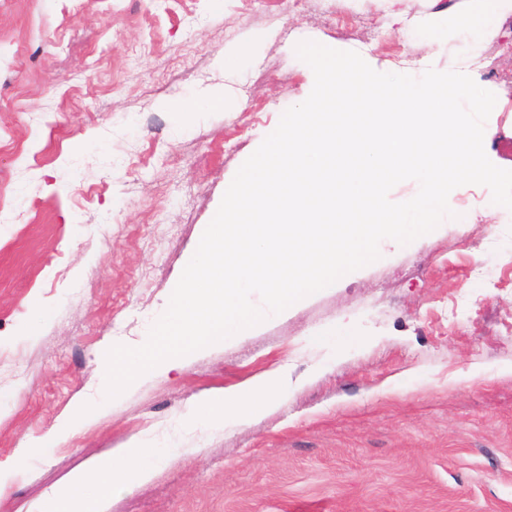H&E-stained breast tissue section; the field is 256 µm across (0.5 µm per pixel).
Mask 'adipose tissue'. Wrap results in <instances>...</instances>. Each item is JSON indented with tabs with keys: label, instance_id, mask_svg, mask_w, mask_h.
I'll return each mask as SVG.
<instances>
[{
	"label": "adipose tissue",
	"instance_id": "1",
	"mask_svg": "<svg viewBox=\"0 0 512 512\" xmlns=\"http://www.w3.org/2000/svg\"><path fill=\"white\" fill-rule=\"evenodd\" d=\"M468 18L472 25L492 27L512 17V0H454L446 14L431 15L421 23V41L437 43L444 39L449 24ZM288 391V378L271 373L232 394H216L201 402L183 419L186 426L223 428L226 422L242 423L262 413ZM172 451L135 442L121 453L105 456L92 465L75 470L68 480L47 496L41 512H105L107 495L114 488H133L149 480Z\"/></svg>",
	"mask_w": 512,
	"mask_h": 512
}]
</instances>
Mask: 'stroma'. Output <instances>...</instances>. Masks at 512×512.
Instances as JSON below:
<instances>
[{"mask_svg": "<svg viewBox=\"0 0 512 512\" xmlns=\"http://www.w3.org/2000/svg\"><path fill=\"white\" fill-rule=\"evenodd\" d=\"M385 0H0V512H37L135 439L179 452L106 512H512V211L455 218L114 403L101 362L142 345L245 160L311 93L313 40L374 70L493 92L484 150L512 169V44L417 42ZM242 56L237 67L225 54ZM187 112H180V105ZM51 321L30 327L33 307ZM274 371L288 395L187 431L203 397ZM74 438L36 447L77 405Z\"/></svg>", "mask_w": 512, "mask_h": 512, "instance_id": "1", "label": "stroma"}]
</instances>
